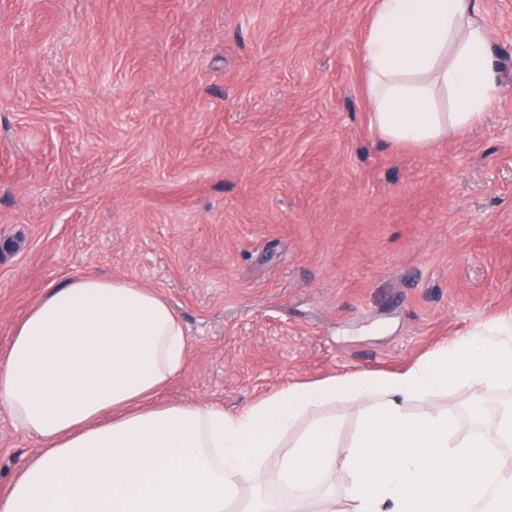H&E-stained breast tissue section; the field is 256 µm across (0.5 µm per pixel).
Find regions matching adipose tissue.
<instances>
[{
  "instance_id": "obj_1",
  "label": "adipose tissue",
  "mask_w": 512,
  "mask_h": 512,
  "mask_svg": "<svg viewBox=\"0 0 512 512\" xmlns=\"http://www.w3.org/2000/svg\"><path fill=\"white\" fill-rule=\"evenodd\" d=\"M363 62L371 123L398 147L480 123L499 93L481 0H379ZM187 348L167 300L130 279L51 284L0 353V408L38 443L0 512H318L339 472L346 512H512V471L487 462L512 447V410L491 436L481 400L462 434L429 405L461 384L512 383V316L404 371L291 384L236 412L151 406ZM339 401L363 411L342 452ZM270 460L279 497L249 485Z\"/></svg>"
}]
</instances>
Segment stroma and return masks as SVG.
<instances>
[{
	"label": "stroma",
	"mask_w": 512,
	"mask_h": 512,
	"mask_svg": "<svg viewBox=\"0 0 512 512\" xmlns=\"http://www.w3.org/2000/svg\"><path fill=\"white\" fill-rule=\"evenodd\" d=\"M500 94L419 151L371 125L378 0H0V352L50 284L124 277L189 337L162 403L405 369L512 314ZM0 410V490L36 450Z\"/></svg>",
	"instance_id": "1"
}]
</instances>
